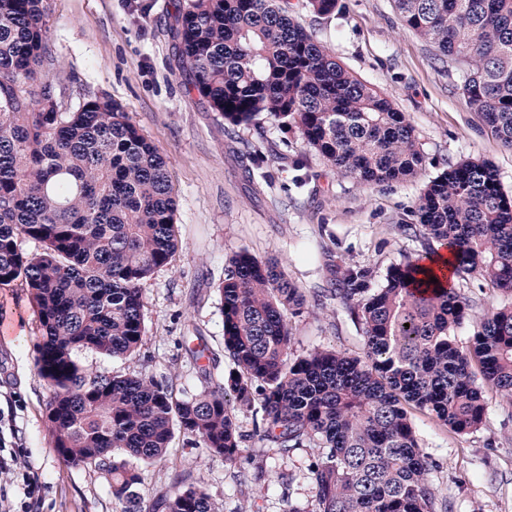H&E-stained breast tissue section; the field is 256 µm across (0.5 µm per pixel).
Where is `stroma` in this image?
<instances>
[{"mask_svg":"<svg viewBox=\"0 0 512 512\" xmlns=\"http://www.w3.org/2000/svg\"><path fill=\"white\" fill-rule=\"evenodd\" d=\"M172 0H50V44L72 100L107 95L169 162L177 200L179 250L142 285L145 332L139 353L112 359L91 351L77 355L94 374L140 373L171 385L177 398L205 386L187 352L200 333L223 349L224 320L218 285L230 256L245 249L257 259L278 260L307 297L289 321L291 351L303 355L336 348L363 352L360 324L346 309L315 295L329 285L328 266L342 259L372 267L380 287L390 266L425 254L419 240L399 229L425 184L447 162L473 158L498 171L512 198V149L503 146L458 88L455 71L436 63L432 47L406 32L393 0H339L335 14L298 10L295 19L351 73L385 93L413 125L424 170L391 186L366 185L338 173L299 136L262 117V132H224L220 113L197 91L186 90L174 62L169 34ZM287 142L288 156L271 158V145ZM473 301L456 334L468 341L487 312L512 304V295L486 282H460ZM0 391L16 402L18 445L43 485L33 512H125L105 472L70 467L48 435L49 392L37 367V314L21 282L0 288ZM486 412L479 430L457 434L437 419L412 411L420 448L435 461L431 480L445 512H512V401L484 386ZM316 447L279 454L270 442L251 440L227 465L175 432L165 456L139 464L134 489L143 512L188 486L209 493L215 512H309L307 468ZM295 472L287 482V472Z\"/></svg>","mask_w":512,"mask_h":512,"instance_id":"35a3bbf8","label":"stroma"}]
</instances>
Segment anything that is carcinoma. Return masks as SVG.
Returning a JSON list of instances; mask_svg holds the SVG:
<instances>
[{
    "mask_svg": "<svg viewBox=\"0 0 512 512\" xmlns=\"http://www.w3.org/2000/svg\"><path fill=\"white\" fill-rule=\"evenodd\" d=\"M402 26L452 65L459 89L512 148V0H394ZM322 15L337 0H174L176 66L227 127L265 114L336 171L392 185L424 166L414 129L375 88L353 77L293 13ZM48 0H0V287L24 283L38 314L37 366L48 433L68 466L112 477V494L140 512L137 469L161 458L174 429L230 464L247 440L237 411L260 403L253 436L288 455L323 450L309 466L310 512H435L428 456L407 407L452 431H477L481 379L512 398V306L455 336L471 300L455 280L512 293V199L497 170L463 160L430 179L403 231L452 253V278L430 282L422 259L391 266L373 289L366 265H334L325 297L362 325L363 356L290 352L288 318L306 299L275 259L235 252L218 286L224 356L232 368L191 399L143 375L86 372L77 353L136 354L145 322L141 285L170 265L177 243L167 162L107 97L74 105L48 39ZM39 244L27 252L22 240ZM162 512H214L191 486Z\"/></svg>",
    "mask_w": 512,
    "mask_h": 512,
    "instance_id": "carcinoma-1",
    "label": "carcinoma"
}]
</instances>
